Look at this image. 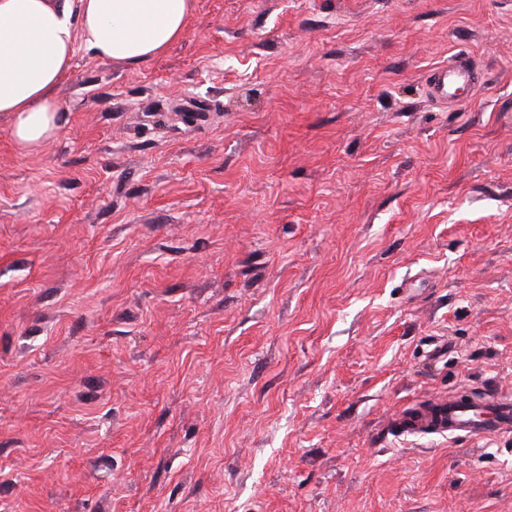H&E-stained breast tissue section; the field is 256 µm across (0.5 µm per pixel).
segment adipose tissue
Masks as SVG:
<instances>
[{
	"mask_svg": "<svg viewBox=\"0 0 512 512\" xmlns=\"http://www.w3.org/2000/svg\"><path fill=\"white\" fill-rule=\"evenodd\" d=\"M190 0H0V118L15 146L33 153L63 116L54 92L77 45L139 64L186 30Z\"/></svg>",
	"mask_w": 512,
	"mask_h": 512,
	"instance_id": "ef3b65f1",
	"label": "adipose tissue"
}]
</instances>
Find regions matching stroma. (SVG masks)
Listing matches in <instances>:
<instances>
[{
    "label": "stroma",
    "instance_id": "stroma-1",
    "mask_svg": "<svg viewBox=\"0 0 512 512\" xmlns=\"http://www.w3.org/2000/svg\"><path fill=\"white\" fill-rule=\"evenodd\" d=\"M464 54L473 101L425 76ZM0 119V512H512V0H193ZM402 432L451 437H483L512 432V403L494 397L429 400L399 414Z\"/></svg>",
    "mask_w": 512,
    "mask_h": 512
}]
</instances>
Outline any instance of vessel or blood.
<instances>
[{"instance_id": "1", "label": "vessel or blood", "mask_w": 512, "mask_h": 512, "mask_svg": "<svg viewBox=\"0 0 512 512\" xmlns=\"http://www.w3.org/2000/svg\"><path fill=\"white\" fill-rule=\"evenodd\" d=\"M475 86L474 71L466 58L454 56L432 68L427 94L433 102L467 104L464 89ZM403 432L432 433L451 437H483L512 432V403L493 397L429 400L403 408L399 415Z\"/></svg>"}]
</instances>
